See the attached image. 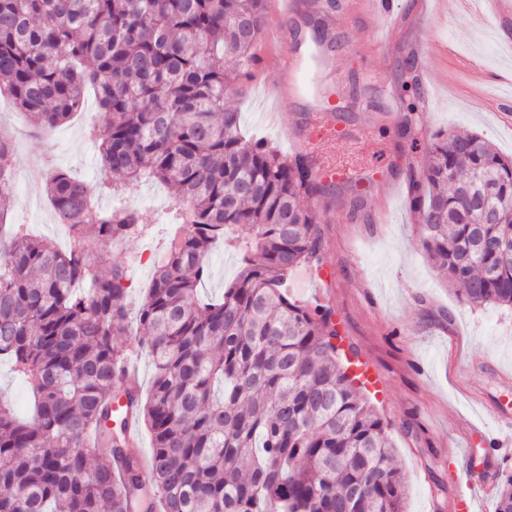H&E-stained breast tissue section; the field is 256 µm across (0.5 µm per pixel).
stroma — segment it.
I'll return each mask as SVG.
<instances>
[{"label":"stroma","instance_id":"obj_1","mask_svg":"<svg viewBox=\"0 0 512 512\" xmlns=\"http://www.w3.org/2000/svg\"><path fill=\"white\" fill-rule=\"evenodd\" d=\"M401 17L389 32V51L376 60L399 103L395 112L366 116V130L354 141L327 142L324 153L338 162L369 167L390 162L389 183L353 195L340 190L310 200L324 247L321 281L306 267L293 271L288 292L308 307L330 309L346 354L370 362L381 377L372 401L388 425L395 464L407 487V512H455L461 491H469L477 512H494L495 492L471 482L468 464L492 476L512 472V454L487 452L484 431L499 432L498 419L512 417V311L461 306L455 288L432 268L420 246V226L409 207V178L426 162L413 140L443 132L478 133L504 157H512V111L497 110L498 99L512 97V54L503 46L512 28H502L491 4L473 0H432L420 13L418 0H399ZM377 18L360 0H302L283 28L305 37L350 82L364 67L358 45L366 42ZM427 89L432 108L411 121L402 89L406 74ZM268 87L249 86L245 97H231L243 131L289 154L269 115L293 121L299 101L275 98ZM99 116L94 95L64 124L35 131L28 116L0 95V135L16 147L15 204L8 221L55 242L67 237L57 224L43 187L28 178L32 162L50 158L73 176L92 181L99 152L85 129ZM150 233L117 248L100 250L103 268L128 270L132 300H140L152 274L149 250L164 247L171 200L152 184L135 193Z\"/></svg>","mask_w":512,"mask_h":512}]
</instances>
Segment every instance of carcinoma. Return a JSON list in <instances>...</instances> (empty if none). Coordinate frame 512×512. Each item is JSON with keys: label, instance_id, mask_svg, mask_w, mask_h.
Listing matches in <instances>:
<instances>
[{"label": "carcinoma", "instance_id": "obj_1", "mask_svg": "<svg viewBox=\"0 0 512 512\" xmlns=\"http://www.w3.org/2000/svg\"><path fill=\"white\" fill-rule=\"evenodd\" d=\"M267 26V0H0V93L37 128L99 109L105 193L152 182L173 193L183 233L136 308L147 395L124 378L127 273L101 247L149 234L128 201L101 210L59 170L46 196L67 250L16 231L0 244V359L34 399L0 403V512H406L388 427L341 360L333 314L289 298L288 273L324 249L301 157L246 137L240 96ZM418 112L426 96L405 84ZM410 178L422 248L471 307L512 308V159L476 134H435ZM15 152L0 137V237ZM240 271L217 298L198 287L218 244ZM89 285L86 290L80 289ZM123 396L152 440L149 472L109 425ZM495 512H512V473Z\"/></svg>", "mask_w": 512, "mask_h": 512}]
</instances>
